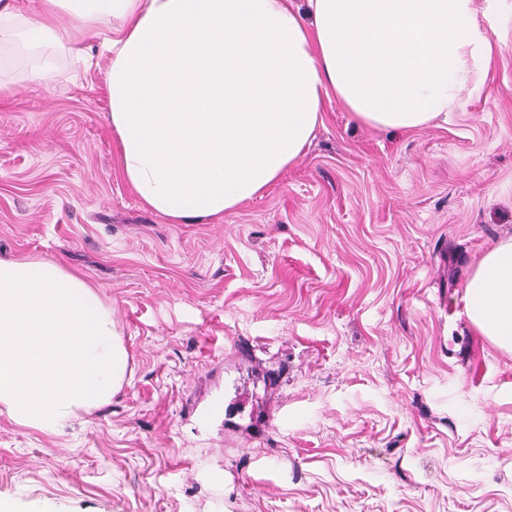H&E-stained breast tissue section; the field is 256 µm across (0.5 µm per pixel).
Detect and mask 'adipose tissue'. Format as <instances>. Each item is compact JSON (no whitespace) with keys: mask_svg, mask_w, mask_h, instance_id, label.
Masks as SVG:
<instances>
[{"mask_svg":"<svg viewBox=\"0 0 512 512\" xmlns=\"http://www.w3.org/2000/svg\"><path fill=\"white\" fill-rule=\"evenodd\" d=\"M0 6V41L37 58L100 38L125 182L146 207L198 224L259 196L302 156L336 101L359 123L412 130L480 96L496 0H30ZM68 26H59V13ZM468 316L512 351V238L466 285ZM127 352L82 275L0 259V414L57 434L108 404Z\"/></svg>","mask_w":512,"mask_h":512,"instance_id":"1","label":"adipose tissue"}]
</instances>
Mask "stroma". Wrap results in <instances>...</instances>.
<instances>
[{"label":"stroma","instance_id":"stroma-1","mask_svg":"<svg viewBox=\"0 0 512 512\" xmlns=\"http://www.w3.org/2000/svg\"><path fill=\"white\" fill-rule=\"evenodd\" d=\"M491 39L447 122L328 101L294 166L201 224L123 180L96 41L45 81L0 70V258L88 276L132 371L57 435L0 414V512H512V352L454 306L512 236V0Z\"/></svg>","mask_w":512,"mask_h":512}]
</instances>
